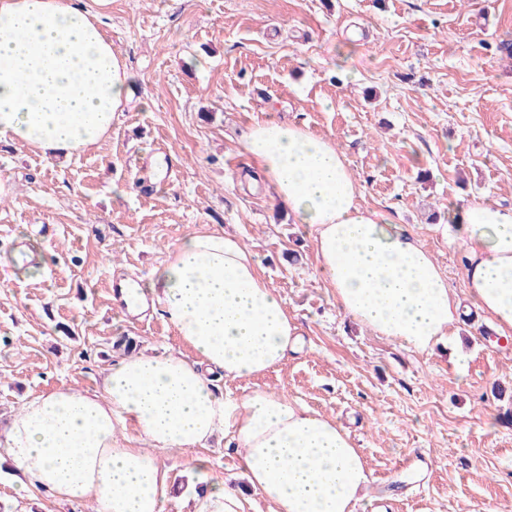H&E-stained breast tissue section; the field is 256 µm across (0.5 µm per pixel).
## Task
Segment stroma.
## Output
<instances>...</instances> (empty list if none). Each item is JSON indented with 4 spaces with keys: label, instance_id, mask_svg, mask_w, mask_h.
Here are the masks:
<instances>
[{
    "label": "stroma",
    "instance_id": "obj_1",
    "mask_svg": "<svg viewBox=\"0 0 512 512\" xmlns=\"http://www.w3.org/2000/svg\"><path fill=\"white\" fill-rule=\"evenodd\" d=\"M105 31L136 75L109 138L48 159L0 142V250L26 242L37 275L0 264V425L29 397L98 388L124 357L179 351L157 313L129 321L111 279L161 265L189 231L241 241L283 296L302 352L257 378L347 426L372 482L356 512H512V343L465 318L426 353L340 314L311 237L243 151L258 121L296 123L345 154L358 202L403 225L464 296V249L448 208H512V0H112ZM57 228L54 240L36 233ZM217 435L195 454L210 481L248 487ZM165 512H196L186 455ZM19 492L0 473V512H87Z\"/></svg>",
    "mask_w": 512,
    "mask_h": 512
}]
</instances>
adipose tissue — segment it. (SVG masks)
Here are the masks:
<instances>
[{
    "label": "adipose tissue",
    "mask_w": 512,
    "mask_h": 512,
    "mask_svg": "<svg viewBox=\"0 0 512 512\" xmlns=\"http://www.w3.org/2000/svg\"><path fill=\"white\" fill-rule=\"evenodd\" d=\"M109 0H0V142L73 156L106 138L135 75L104 30ZM246 153L295 221L309 230L337 310L375 334L425 352L461 317L431 253L358 203L344 154L287 122L254 123ZM465 245L469 301L512 335V208L484 202L450 214ZM152 311L183 351L113 364L93 391L61 387L29 399L0 426V463L21 490L96 512H163L168 475L154 453L202 448L220 432L270 512H355L371 482L360 448L335 418L274 391L241 398L216 376L253 378L283 365L302 341L282 296L252 253L199 228L141 280ZM197 512H244L241 492L193 458Z\"/></svg>",
    "instance_id": "ef3b65f1"
}]
</instances>
